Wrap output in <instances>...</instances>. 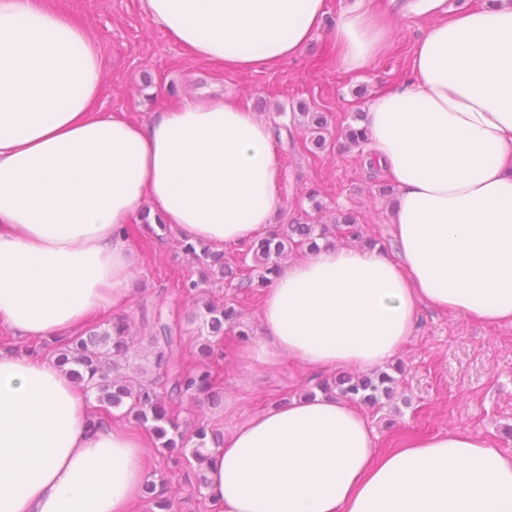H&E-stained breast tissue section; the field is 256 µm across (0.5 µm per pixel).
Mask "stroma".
<instances>
[{
    "mask_svg": "<svg viewBox=\"0 0 512 512\" xmlns=\"http://www.w3.org/2000/svg\"><path fill=\"white\" fill-rule=\"evenodd\" d=\"M413 0H373L390 11L394 48L358 73L341 69L330 27L346 0H327L326 28L291 59L272 71L225 72L191 57L151 23L143 0H51L86 27L104 58L100 103L104 111L125 112L146 120L199 94L227 93L268 123L286 119L293 146H275L282 171V207L275 224H329L352 213L369 236L393 253L388 218L389 178L368 168L363 148L349 146L343 130L380 90L399 87L411 77V55L432 17L449 18L459 7L477 8L484 0H444L435 15L408 9ZM328 118L326 146L316 149L302 108ZM139 271L130 283L123 315L142 331L144 312L157 306L186 305L182 282L199 278L176 235L165 237L129 227ZM204 298L234 304L240 328L260 334L259 301L245 289L218 282L204 284ZM385 369L396 373L392 398L368 414L383 447L456 428L497 440L512 454V326L492 325L473 317L421 307L417 326L401 352ZM322 375L286 364L277 378L254 384L248 408L284 402L289 394L314 389ZM150 479L174 503L173 512H211L193 489L195 475L179 455L151 452Z\"/></svg>",
    "mask_w": 512,
    "mask_h": 512,
    "instance_id": "35a3bbf8",
    "label": "stroma"
}]
</instances>
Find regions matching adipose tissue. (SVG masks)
<instances>
[{
  "label": "adipose tissue",
  "instance_id": "1",
  "mask_svg": "<svg viewBox=\"0 0 512 512\" xmlns=\"http://www.w3.org/2000/svg\"><path fill=\"white\" fill-rule=\"evenodd\" d=\"M153 24L224 71L279 66L326 0H143ZM341 67L392 46L354 0ZM97 43L47 0H0V327L39 343L111 316L138 260L129 224L213 249L266 236L282 204L271 127L237 99L194 97L140 121L98 106ZM367 158L397 186L394 255L330 244L288 261L239 352L228 426L202 470L213 512H512V456L456 429L382 449L357 404L316 393L244 411L287 362L370 371L412 336L419 304L512 325V0L429 25L412 77L378 92ZM148 448L99 414L55 357L0 347V512H135Z\"/></svg>",
  "mask_w": 512,
  "mask_h": 512
}]
</instances>
